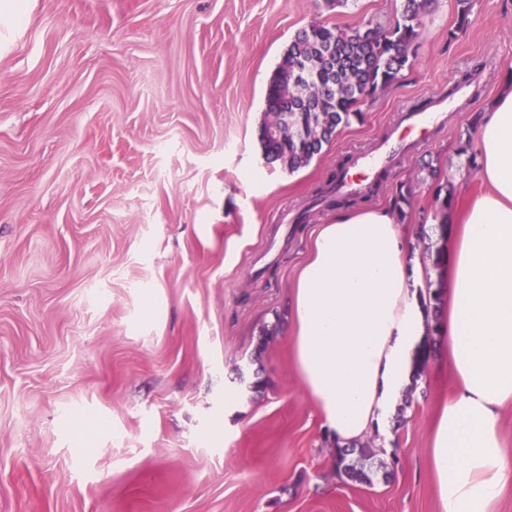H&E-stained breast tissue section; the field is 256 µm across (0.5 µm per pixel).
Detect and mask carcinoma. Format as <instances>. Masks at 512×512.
I'll return each mask as SVG.
<instances>
[{
  "mask_svg": "<svg viewBox=\"0 0 512 512\" xmlns=\"http://www.w3.org/2000/svg\"><path fill=\"white\" fill-rule=\"evenodd\" d=\"M404 8L392 25L369 22L341 28L313 23L301 30L284 53L267 88L260 142L266 157L294 173L318 156L337 130L363 121V103L395 82L411 65L421 38V18L428 0H403ZM457 19L448 40L471 23L473 0H456ZM413 190L402 184L393 197L400 220L412 216ZM439 229L448 224L454 205L451 185L434 190ZM385 450L370 439L336 446V474L350 482L369 484L372 469L384 465Z\"/></svg>",
  "mask_w": 512,
  "mask_h": 512,
  "instance_id": "carcinoma-1",
  "label": "carcinoma"
}]
</instances>
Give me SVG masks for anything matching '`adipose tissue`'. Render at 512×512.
Segmentation results:
<instances>
[{
	"instance_id": "adipose-tissue-1",
	"label": "adipose tissue",
	"mask_w": 512,
	"mask_h": 512,
	"mask_svg": "<svg viewBox=\"0 0 512 512\" xmlns=\"http://www.w3.org/2000/svg\"><path fill=\"white\" fill-rule=\"evenodd\" d=\"M482 189L451 209L448 342L452 393L431 436L439 512H495L512 484L499 431L512 403V81L475 130ZM405 225L388 207L321 225L288 290L294 363L323 426L342 445L379 432L429 331Z\"/></svg>"
}]
</instances>
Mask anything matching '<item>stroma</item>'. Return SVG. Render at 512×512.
Instances as JSON below:
<instances>
[{"label": "stroma", "instance_id": "obj_1", "mask_svg": "<svg viewBox=\"0 0 512 512\" xmlns=\"http://www.w3.org/2000/svg\"><path fill=\"white\" fill-rule=\"evenodd\" d=\"M402 0H0V512H438L428 448L451 391L436 339L384 424L389 478L340 482L293 364L288 287L340 164L474 74L445 120L380 169L390 206L424 163L480 187L460 137L512 74V0H430L422 46L295 173L267 162L265 95L313 22L386 28ZM153 308H146L144 295ZM221 425L213 442L209 430Z\"/></svg>", "mask_w": 512, "mask_h": 512}]
</instances>
